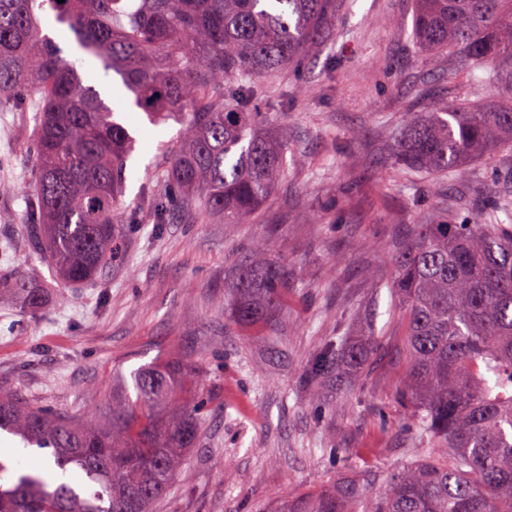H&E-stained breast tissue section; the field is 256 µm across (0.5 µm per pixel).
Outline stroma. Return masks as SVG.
<instances>
[{
    "instance_id": "obj_1",
    "label": "stroma",
    "mask_w": 512,
    "mask_h": 512,
    "mask_svg": "<svg viewBox=\"0 0 512 512\" xmlns=\"http://www.w3.org/2000/svg\"><path fill=\"white\" fill-rule=\"evenodd\" d=\"M412 0H336L319 47L265 79L254 105L288 141L292 160L250 224L183 213L127 235L95 282L66 287L29 251L24 215L37 160L29 112H0V250L35 276L37 313L0 303V389L83 418L112 400V375L176 352L196 366L212 401L164 501L154 512H278L285 496L342 476L380 488L393 470L431 453L396 397L407 370L403 316L386 284L390 252L412 224L462 223L512 195V152L466 162L425 194L408 188L393 151L410 112L467 98L500 102L485 67L410 38ZM123 116L134 173L121 213L140 210L156 183L161 145L179 124ZM271 236L297 286L277 321L235 325L225 315L237 264ZM374 339L359 376L310 370L325 351ZM341 456H333V449Z\"/></svg>"
}]
</instances>
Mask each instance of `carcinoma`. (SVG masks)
<instances>
[{"label": "carcinoma", "instance_id": "1", "mask_svg": "<svg viewBox=\"0 0 512 512\" xmlns=\"http://www.w3.org/2000/svg\"><path fill=\"white\" fill-rule=\"evenodd\" d=\"M331 0H0V106L36 109L35 191L25 214L28 249L49 258L65 286L92 282L140 214L118 211L137 140L85 84L44 20L71 33L82 63L116 75L130 103L158 125L179 119L159 185L144 192L157 225L183 211L226 224L258 215L288 173V142L249 111L275 76L322 41ZM411 38L452 47L471 63H512V0H415ZM40 93L32 106L24 91ZM512 150V102L479 101L411 112L395 148L417 177L454 176L469 159ZM254 241L237 267L227 316L275 318L295 280L288 263ZM385 284L405 320L409 369L399 396L415 429L443 454L390 473L378 495L346 476L331 490L290 496L283 512H512V205L491 203L463 224H414L392 253ZM45 304L28 275L0 265V300ZM348 347L336 361L361 368ZM195 368L174 354L112 382V403L79 421L0 391V431L51 450V474H13L0 456V512H153L189 450L210 397L196 396Z\"/></svg>", "mask_w": 512, "mask_h": 512}]
</instances>
